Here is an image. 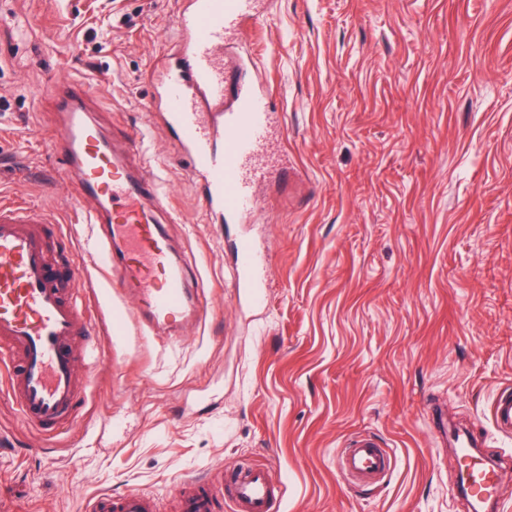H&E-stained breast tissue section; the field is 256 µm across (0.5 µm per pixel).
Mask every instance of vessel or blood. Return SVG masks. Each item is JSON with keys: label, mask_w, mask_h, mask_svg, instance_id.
I'll list each match as a JSON object with an SVG mask.
<instances>
[{"label": "vessel or blood", "mask_w": 512, "mask_h": 512, "mask_svg": "<svg viewBox=\"0 0 512 512\" xmlns=\"http://www.w3.org/2000/svg\"><path fill=\"white\" fill-rule=\"evenodd\" d=\"M259 0H187L175 20L180 51L165 58L154 81L153 110L171 130L193 175L204 181L208 212L233 221L250 212L258 189L272 168L261 153L271 135L269 102L259 91H241L232 110L224 108V43L244 21H258ZM55 105V148L87 223L105 224L91 248L108 281L127 289L143 304L144 331L171 325L200 299L189 286L156 215L163 206L157 178L143 157L117 148L96 117L81 84L64 80L48 93ZM52 220L34 207L0 203V362L11 368L9 386L24 420L62 433L76 414L75 346L87 316L76 302L83 270L65 257L66 277L51 272L46 239ZM264 260L249 238L236 244L239 296L263 306ZM492 419L512 433V393L492 404ZM470 464L479 497L494 500L500 472L472 459L473 441L457 442ZM348 478L370 483L383 478L391 457L370 435H357L338 456ZM230 512H280L281 488L266 468L235 470L224 486ZM210 489L192 481L181 498V512H214ZM85 512H159L156 500L139 492L115 497L102 492Z\"/></svg>", "instance_id": "vessel-or-blood-1"}]
</instances>
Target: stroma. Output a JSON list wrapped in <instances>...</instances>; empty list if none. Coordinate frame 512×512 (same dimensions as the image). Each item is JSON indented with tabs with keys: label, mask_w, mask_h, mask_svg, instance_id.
<instances>
[{
	"label": "stroma",
	"mask_w": 512,
	"mask_h": 512,
	"mask_svg": "<svg viewBox=\"0 0 512 512\" xmlns=\"http://www.w3.org/2000/svg\"><path fill=\"white\" fill-rule=\"evenodd\" d=\"M182 0H0V197L42 209L49 249L87 271L77 417L48 439L0 389V512H82L137 490L180 512L185 480L268 468L283 512H466L459 460L430 422L506 462L491 418L512 387V0H263L224 45L236 90L274 112L279 170L253 211L205 212L173 133L152 116V70ZM83 81L116 140L149 129L147 164L176 218L165 230L208 306L179 334L144 332L94 270L46 92ZM265 257L258 310L234 287V242ZM359 434L391 469L362 485L336 457Z\"/></svg>",
	"instance_id": "stroma-1"
}]
</instances>
